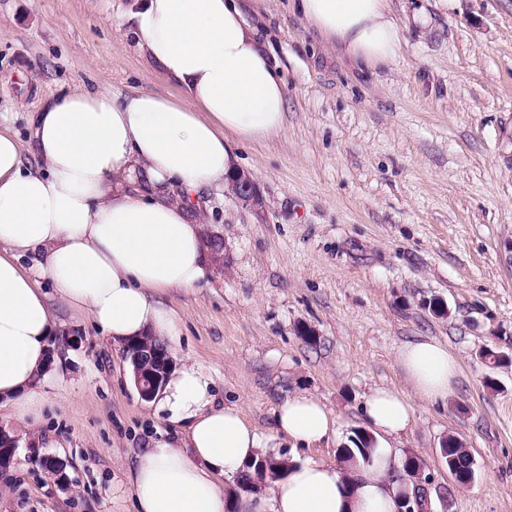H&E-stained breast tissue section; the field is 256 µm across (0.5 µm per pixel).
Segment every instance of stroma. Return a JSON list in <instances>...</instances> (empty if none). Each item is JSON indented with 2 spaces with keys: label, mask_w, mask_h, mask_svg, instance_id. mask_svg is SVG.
Instances as JSON below:
<instances>
[{
  "label": "stroma",
  "mask_w": 512,
  "mask_h": 512,
  "mask_svg": "<svg viewBox=\"0 0 512 512\" xmlns=\"http://www.w3.org/2000/svg\"><path fill=\"white\" fill-rule=\"evenodd\" d=\"M137 6L0 0V113L21 142L41 100L63 91L104 82L177 96L127 36ZM391 9L402 47L373 69L327 42L292 0L249 11L285 82V128L239 148L260 205L208 194L203 230L223 238L224 267L171 297L179 331L165 344L284 459L343 465L366 395L392 389L414 409L397 458L416 457L429 474L430 512H512V0ZM59 317L38 386L41 443L21 436L17 464L0 474V512H135V455L187 428L140 399L120 343L86 316ZM72 331L80 346H67ZM421 338L458 363L448 401L416 396L401 368V349ZM297 393L332 411L334 436L306 448L275 435L278 405ZM451 435L473 459L464 487L441 454ZM48 455L68 483L39 465Z\"/></svg>",
  "instance_id": "stroma-1"
}]
</instances>
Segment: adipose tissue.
Segmentation results:
<instances>
[{"instance_id":"ef3b65f1","label":"adipose tissue","mask_w":512,"mask_h":512,"mask_svg":"<svg viewBox=\"0 0 512 512\" xmlns=\"http://www.w3.org/2000/svg\"><path fill=\"white\" fill-rule=\"evenodd\" d=\"M307 21L353 60L391 62L402 44L390 0H295ZM129 37L179 98L143 90L75 88L47 98L28 144L0 120V400L11 418L37 425L36 385L49 365L58 320L40 284L89 316L112 340L176 335L164 299L196 291L208 273L201 210L227 189L235 148L285 126V85L262 52L239 0H145ZM32 263L23 266V255ZM401 367L422 398L455 392L446 346H405ZM186 443L159 439L140 451L128 478L137 512H397L400 483L385 480L393 442L412 421L397 392L374 389L363 413L375 439V474L348 476L309 460L290 464L268 493L226 500L221 477L239 473L263 443L213 381L192 365L172 370L156 395ZM275 430L306 445L336 431L316 397L287 398Z\"/></svg>"}]
</instances>
